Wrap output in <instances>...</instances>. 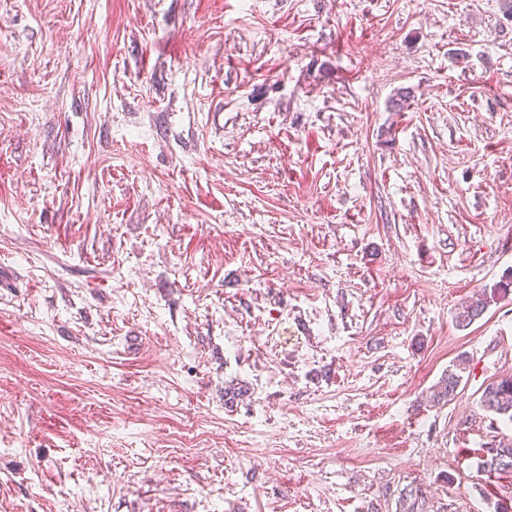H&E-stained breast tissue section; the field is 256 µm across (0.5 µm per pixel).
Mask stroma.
Here are the masks:
<instances>
[{
    "instance_id": "35a3bbf8",
    "label": "stroma",
    "mask_w": 512,
    "mask_h": 512,
    "mask_svg": "<svg viewBox=\"0 0 512 512\" xmlns=\"http://www.w3.org/2000/svg\"><path fill=\"white\" fill-rule=\"evenodd\" d=\"M509 239L502 0H0V512H493ZM454 367L455 369L449 368L448 372L444 374L433 388L431 395L433 402L440 404L450 401L455 396L462 381V375L460 373L465 367L461 368L460 364ZM481 407L512 423V375H504L489 383L483 390Z\"/></svg>"
}]
</instances>
